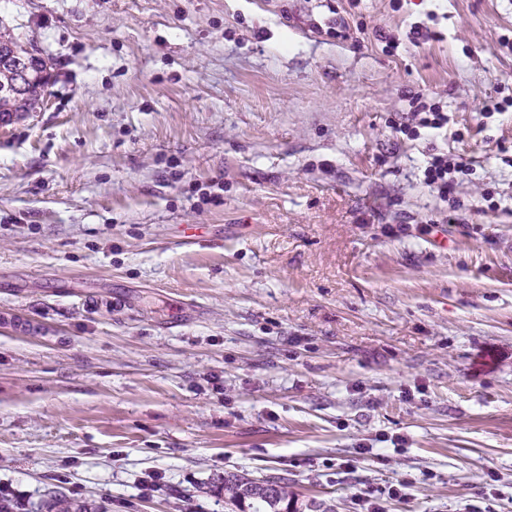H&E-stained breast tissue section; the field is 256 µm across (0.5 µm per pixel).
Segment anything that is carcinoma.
Here are the masks:
<instances>
[{
	"mask_svg": "<svg viewBox=\"0 0 512 512\" xmlns=\"http://www.w3.org/2000/svg\"><path fill=\"white\" fill-rule=\"evenodd\" d=\"M0 47L28 54L32 45L10 34L0 33ZM48 83V75L34 79L27 90L19 94L0 96V115L7 112H27L36 103L40 92ZM265 482L275 484L274 495L267 496L257 492V480L233 471L224 472V501L239 505L240 512H292L296 509L295 493L288 486V479L270 475Z\"/></svg>",
	"mask_w": 512,
	"mask_h": 512,
	"instance_id": "obj_1",
	"label": "carcinoma"
}]
</instances>
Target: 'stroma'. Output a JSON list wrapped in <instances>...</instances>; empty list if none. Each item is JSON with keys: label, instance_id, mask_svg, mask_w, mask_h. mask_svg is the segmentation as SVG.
Instances as JSON below:
<instances>
[{"label": "stroma", "instance_id": "1", "mask_svg": "<svg viewBox=\"0 0 512 512\" xmlns=\"http://www.w3.org/2000/svg\"><path fill=\"white\" fill-rule=\"evenodd\" d=\"M0 31L52 63L0 125V487L512 512V0H0ZM422 103L448 135L395 137ZM473 169L462 161L448 160V152L433 154L423 167V183L443 201H448L459 176L470 175ZM257 482H273L274 495L267 496L257 492ZM224 501L227 504H239L240 512H298L295 493L288 486V479L270 475L254 479L233 471L224 473ZM293 509V510H292Z\"/></svg>", "mask_w": 512, "mask_h": 512}]
</instances>
